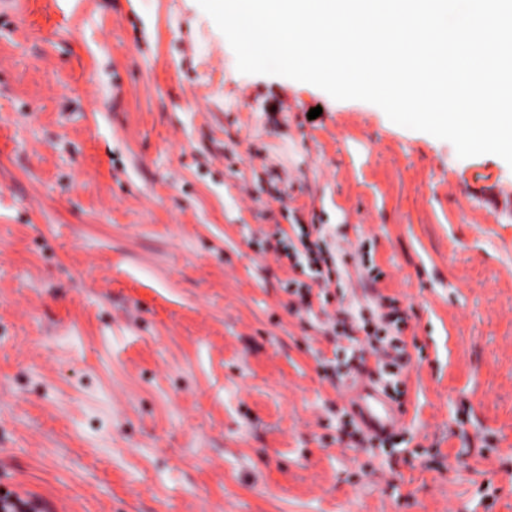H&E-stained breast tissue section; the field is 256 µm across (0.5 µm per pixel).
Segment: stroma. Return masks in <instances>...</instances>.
Wrapping results in <instances>:
<instances>
[{"instance_id":"1","label":"stroma","mask_w":512,"mask_h":512,"mask_svg":"<svg viewBox=\"0 0 512 512\" xmlns=\"http://www.w3.org/2000/svg\"><path fill=\"white\" fill-rule=\"evenodd\" d=\"M321 108L317 118L310 109ZM512 185L495 155L243 74L197 0L0 7V489L53 512H512ZM374 246L415 338L407 450L350 406L251 244ZM330 419L336 422V439L348 448H396L403 442L398 431L385 436H372L359 425L357 418L347 408L332 405L327 408Z\"/></svg>"}]
</instances>
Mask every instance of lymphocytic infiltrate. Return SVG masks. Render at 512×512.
<instances>
[{
    "label": "lymphocytic infiltrate",
    "instance_id": "f902f5d3",
    "mask_svg": "<svg viewBox=\"0 0 512 512\" xmlns=\"http://www.w3.org/2000/svg\"><path fill=\"white\" fill-rule=\"evenodd\" d=\"M254 243L261 253H273L276 261H287L289 267L301 270L302 279L289 280L287 290L292 308L305 316L313 313L312 294L331 300L334 290L342 286L341 266L355 262L361 270L357 285L370 291L371 297L356 313L342 302L334 310L324 311L320 327L331 336L335 348L333 359L320 363L322 375L334 384L368 375L388 399L403 404L407 394L403 377L412 362L405 338L410 314L397 298L378 292L383 273L366 242L340 248L324 225L296 224L288 231L262 232ZM327 413L336 423L338 441L346 447L394 448L403 441L396 432L384 436L366 433L347 408L331 406Z\"/></svg>",
    "mask_w": 512,
    "mask_h": 512
}]
</instances>
